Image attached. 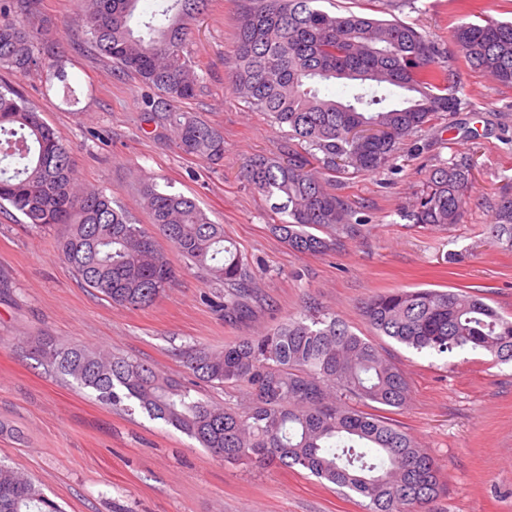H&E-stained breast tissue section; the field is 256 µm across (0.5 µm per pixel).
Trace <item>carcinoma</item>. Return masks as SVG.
Wrapping results in <instances>:
<instances>
[{"mask_svg":"<svg viewBox=\"0 0 512 512\" xmlns=\"http://www.w3.org/2000/svg\"><path fill=\"white\" fill-rule=\"evenodd\" d=\"M137 2L80 0L75 22L118 71L153 91L144 101L146 122L170 133L183 153L221 163L223 132L178 108L200 89L199 65L186 46L190 21L208 0H173L160 11L164 24L145 22L146 34L136 36ZM317 2L242 0L230 55L235 94L295 140L285 160L251 159L244 179L277 217L275 232L307 255L332 250L362 231L326 175L340 166L358 172L393 167L407 140L461 106L448 57L429 35L399 20L330 14ZM34 13L35 0L0 5V68L25 75L42 65L26 22ZM452 38L470 68L512 87V21L466 22ZM48 68L64 98L76 101L61 63ZM331 80L355 82L352 97L342 102L321 95L316 84ZM471 171L467 160L438 162L403 217L414 224L460 223ZM141 196L149 225L105 190L79 187L75 161L57 132L18 93L0 91V208H13L38 228L61 227L64 263L122 307L148 308L175 281L176 269L157 244L162 237L224 286L214 302L224 320L243 319L255 292L223 225L212 223L194 199L152 182ZM493 214L496 241L512 247L511 194L497 199ZM362 315L378 335L409 348L512 361V320L466 291L391 290L365 301ZM26 342L103 405L141 410L221 461L307 471L359 498L364 512H430L444 492L434 459L379 414L407 405L405 375L333 312L290 316L222 350L188 347L182 358L192 377L242 388L236 407L198 398L152 367L110 351L39 337ZM0 512L60 510L29 476L0 464Z\"/></svg>","mask_w":512,"mask_h":512,"instance_id":"obj_1","label":"carcinoma"}]
</instances>
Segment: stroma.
<instances>
[{"label": "stroma", "instance_id": "1", "mask_svg": "<svg viewBox=\"0 0 512 512\" xmlns=\"http://www.w3.org/2000/svg\"><path fill=\"white\" fill-rule=\"evenodd\" d=\"M320 7L397 18L454 57L459 24L512 19V0H477L469 10L456 0H321ZM78 9L77 0H38L35 19L41 59L62 61L78 102H67L61 84L40 71L0 69V90L34 104L69 146L79 183L106 189L140 223L150 221L144 182L195 199L254 271L257 297L248 319L224 321L206 302L219 285L164 241L161 249L179 270L176 283L151 307L112 305L60 260L58 229L31 228L18 212L0 209V462L28 475L62 512H363L357 497L309 472L220 462L146 413L107 408L20 342L47 336L107 349L184 382L188 346L220 350L318 308L372 337L404 372L410 401L389 416L440 469L445 492L435 512H512V362L420 353L373 335L361 312L363 302L391 289L458 288L512 316V249L491 237L493 203L512 192V88L458 61L463 105L450 127L419 133L393 169L336 172L337 194L365 226L334 251L304 255L272 233L265 201L242 178L250 158L285 155L289 140L230 87L239 0H208L187 46L202 66L204 88L182 109L223 132L224 162L216 168L153 135L143 120L144 85L114 72L71 25ZM463 157L474 163L463 222L444 228L403 220L431 166Z\"/></svg>", "mask_w": 512, "mask_h": 512}]
</instances>
